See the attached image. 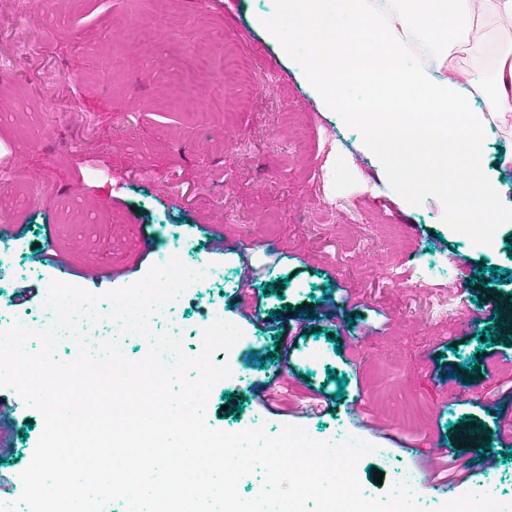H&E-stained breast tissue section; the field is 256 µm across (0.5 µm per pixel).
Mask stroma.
Returning <instances> with one entry per match:
<instances>
[{"label":"stroma","instance_id":"obj_1","mask_svg":"<svg viewBox=\"0 0 512 512\" xmlns=\"http://www.w3.org/2000/svg\"><path fill=\"white\" fill-rule=\"evenodd\" d=\"M37 2L0 0V57L28 50L0 75V238L13 246L0 261V322L40 311L56 256L68 283L95 294L174 254L204 264L210 278L174 300L157 331L179 333L194 357L216 320L242 329L212 357L231 375L210 393L209 427L274 437L292 424L324 442L365 440L384 451L357 465L372 499L386 498L398 473L419 471L424 445L447 448L444 477L472 475L449 495L416 483L422 512L481 496L512 512V366L474 360L489 329L512 358V335L497 327L512 287L480 276L491 266L512 277V223L451 224L439 188L415 190L398 175L423 172L425 159L383 162L299 55L266 34L278 0H55L49 13ZM141 21L159 38L139 40ZM212 28L247 75L276 74L274 85L253 95L228 84L219 101L193 89L171 106L167 73ZM484 143L499 203L512 208V112L489 121ZM78 211L91 223H74ZM213 236L224 250H207ZM89 252L107 276L85 275ZM452 286L459 298L448 307ZM245 300L260 315L241 313ZM274 373L281 389L256 403L254 388ZM0 403V501L14 502L43 418L11 388ZM467 417L498 452L491 468L458 444Z\"/></svg>","mask_w":512,"mask_h":512}]
</instances>
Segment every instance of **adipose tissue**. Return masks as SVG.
I'll use <instances>...</instances> for the list:
<instances>
[{"label": "adipose tissue", "mask_w": 512, "mask_h": 512, "mask_svg": "<svg viewBox=\"0 0 512 512\" xmlns=\"http://www.w3.org/2000/svg\"><path fill=\"white\" fill-rule=\"evenodd\" d=\"M288 18L308 16L294 29L308 51L310 79L330 102L359 125L384 156L427 158L421 177L406 174L411 186L432 184L448 201L454 223L496 224L499 186L484 171L483 134L491 112H512V44L496 32L469 40L466 32L485 16L512 20V0H280ZM419 42L435 62L453 50L467 53L493 69L495 92L477 100L465 82L466 70L451 68L436 76L406 65L410 41ZM369 87L362 103L341 97L349 84ZM472 187L460 194L461 182Z\"/></svg>", "instance_id": "1"}]
</instances>
